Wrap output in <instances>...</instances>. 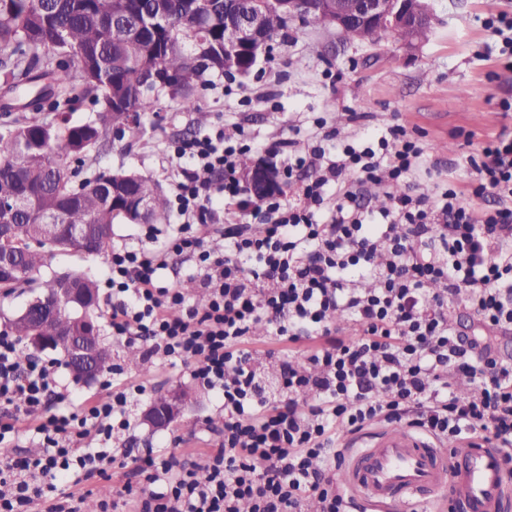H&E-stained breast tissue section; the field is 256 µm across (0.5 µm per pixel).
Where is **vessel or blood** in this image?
I'll list each match as a JSON object with an SVG mask.
<instances>
[{"instance_id":"obj_1","label":"vessel or blood","mask_w":512,"mask_h":512,"mask_svg":"<svg viewBox=\"0 0 512 512\" xmlns=\"http://www.w3.org/2000/svg\"><path fill=\"white\" fill-rule=\"evenodd\" d=\"M338 479L375 512L449 500L463 512H501L508 485L498 453L477 440L446 448L405 425L347 437Z\"/></svg>"}]
</instances>
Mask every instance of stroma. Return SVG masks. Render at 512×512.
Returning <instances> with one entry per match:
<instances>
[{"label": "stroma", "mask_w": 512, "mask_h": 512, "mask_svg": "<svg viewBox=\"0 0 512 512\" xmlns=\"http://www.w3.org/2000/svg\"><path fill=\"white\" fill-rule=\"evenodd\" d=\"M431 8L432 34L411 54L395 35L375 45L347 43L335 30L291 22L251 74L211 77L199 97L208 115L205 126H198L196 113L162 98L137 137L111 139L104 149L90 151L76 165V177L130 169L152 177L169 195L177 175L169 161L174 140L220 126L227 135L242 137L253 159L267 161L280 139L307 148L316 134L312 120L323 116L328 129H344L351 142L390 124L418 133L426 161L413 181L414 192L435 194L437 184L448 179L469 191L468 159L499 133L501 105L512 103V71L501 66L486 27L489 18H512V0H431ZM98 324L102 343L112 353V368L96 379L75 382L62 354H39L40 360L56 363L59 386L71 398L70 412L81 413L106 390L143 382L147 392L131 407L132 426L114 436L112 447L137 455L150 448L160 455L175 446L181 463L215 447L224 426L221 399L193 380L184 365L147 359L129 364L127 344L113 338L107 316H100ZM179 388L197 393V401L186 405L167 429L143 422L144 411L161 393Z\"/></svg>", "instance_id": "35a3bbf8"}]
</instances>
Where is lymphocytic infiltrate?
<instances>
[{
	"instance_id": "obj_1",
	"label": "lymphocytic infiltrate",
	"mask_w": 512,
	"mask_h": 512,
	"mask_svg": "<svg viewBox=\"0 0 512 512\" xmlns=\"http://www.w3.org/2000/svg\"><path fill=\"white\" fill-rule=\"evenodd\" d=\"M289 165L318 162L322 174L303 187L305 204L287 193L266 199V222L233 224L217 255L199 228L215 221V197L234 202L243 188V148L223 132L179 142L182 165L173 204L193 234L160 250L116 248L106 282L113 336L147 342V357L177 360L193 379L219 391L224 428L217 447L180 472L166 460L132 457L137 484H125L100 512H345L336 483L345 435L378 423H403L439 441L478 437L512 463V356L484 336L460 331L451 316L461 300L486 332L512 331V132L500 131L470 165V195L456 185L432 208L407 191L424 156L419 139L393 125L355 146L326 133L308 155L279 144ZM385 186L389 208L362 203L363 187ZM493 198L479 210L472 198ZM195 258L207 308L189 304L164 272L171 255ZM355 324L349 338L336 314ZM267 321L289 342H311L301 363H283L266 383L248 348L253 324ZM19 341L0 331V512H30L46 480L82 481L115 462L107 446L128 431L129 404L144 384L107 394L82 417L60 413L56 367L19 362ZM470 377L473 393L455 394L449 369ZM36 420L47 443L41 458L13 457V420ZM101 448L82 447L89 433Z\"/></svg>"
}]
</instances>
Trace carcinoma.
Instances as JSON below:
<instances>
[{"label": "carcinoma", "instance_id": "obj_1", "mask_svg": "<svg viewBox=\"0 0 512 512\" xmlns=\"http://www.w3.org/2000/svg\"><path fill=\"white\" fill-rule=\"evenodd\" d=\"M266 11L265 39L288 28L283 0H0V111L23 112L49 98L70 110L86 97L98 106V119L84 124L14 120L0 132V205L23 199L26 210L0 226V288L37 289L7 330L25 344L24 361L41 347L35 336L54 338L52 350L77 370L68 337L95 326L97 284L69 272L41 277L42 268L63 250L105 254L115 221L166 224L169 203L152 178L131 171L100 173L72 185L67 158L80 159L107 137L112 123L138 134L143 119L162 97L199 110L198 97L209 73L245 76L261 52L230 46L237 39L229 22L256 8ZM74 49L77 69L57 60L64 46ZM161 71L169 87L153 82ZM147 202L145 213L138 204ZM94 375L111 369L112 356L99 346Z\"/></svg>", "mask_w": 512, "mask_h": 512}]
</instances>
